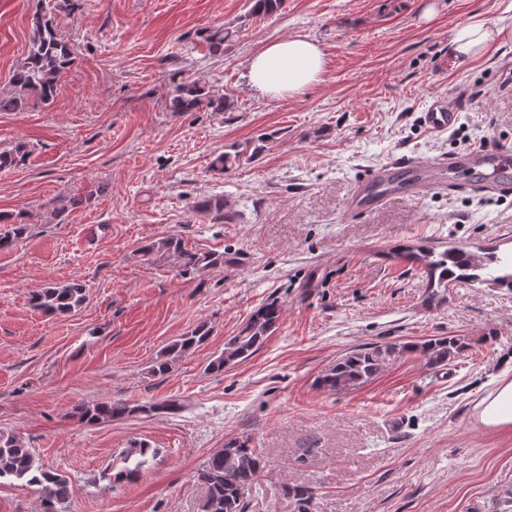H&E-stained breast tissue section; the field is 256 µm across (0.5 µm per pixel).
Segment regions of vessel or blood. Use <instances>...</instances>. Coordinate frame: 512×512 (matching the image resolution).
Returning <instances> with one entry per match:
<instances>
[{
    "instance_id": "b4317fda",
    "label": "vessel or blood",
    "mask_w": 512,
    "mask_h": 512,
    "mask_svg": "<svg viewBox=\"0 0 512 512\" xmlns=\"http://www.w3.org/2000/svg\"><path fill=\"white\" fill-rule=\"evenodd\" d=\"M456 108L432 105L423 112V125L443 132L455 125ZM474 193L512 196V146H481L462 154H451L423 163L400 154L381 165L362 171L347 203V211L359 214L385 205L392 197H421L431 192Z\"/></svg>"
}]
</instances>
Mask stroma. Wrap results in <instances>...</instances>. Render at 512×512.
<instances>
[{
    "label": "stroma",
    "instance_id": "35a3bbf8",
    "mask_svg": "<svg viewBox=\"0 0 512 512\" xmlns=\"http://www.w3.org/2000/svg\"><path fill=\"white\" fill-rule=\"evenodd\" d=\"M0 0V91L24 61L37 12H54L75 48L51 105L30 97L0 112V150L32 153L0 171V211L32 217L0 250V432L68 477L63 512H199L194 479L225 440L251 438L267 467L248 512H297L287 484L315 486L312 512H501L512 492V431L485 426L480 403L512 381V289L478 283L429 300L420 266L390 252L423 243L512 251V196L469 192L395 199L347 214L357 174L408 152L422 162L512 143V42L460 62L451 30L512 20V0H283L256 20L251 0ZM236 36L224 53L207 36ZM295 35L324 53L321 81L269 99L247 84V61ZM228 98L225 112H173L175 84ZM460 111L432 132L434 103ZM259 147L224 177L214 154ZM90 193L67 223L60 199ZM223 196L233 220L189 214L193 197ZM176 234L192 250L242 254L239 265L182 276L146 263L145 240ZM88 286L83 306L49 318L30 293ZM279 327L249 360L215 375L209 361L263 302ZM208 341L151 376L160 351L198 324ZM461 336L467 349L432 368L417 355L384 363L367 383L330 393L317 376L367 345ZM122 398L179 400L175 414L89 426L74 408ZM144 441L157 455L139 478L103 474Z\"/></svg>",
    "mask_w": 512,
    "mask_h": 512
}]
</instances>
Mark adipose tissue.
Returning a JSON list of instances; mask_svg holds the SVG:
<instances>
[{
  "label": "adipose tissue",
  "mask_w": 512,
  "mask_h": 512,
  "mask_svg": "<svg viewBox=\"0 0 512 512\" xmlns=\"http://www.w3.org/2000/svg\"><path fill=\"white\" fill-rule=\"evenodd\" d=\"M512 41V25L487 26L476 20L457 26L450 49L455 58L468 60L494 43ZM324 56L318 44L305 36L275 39L254 53L247 64L250 89L264 97L279 99L303 92L320 81Z\"/></svg>",
  "instance_id": "obj_1"
}]
</instances>
